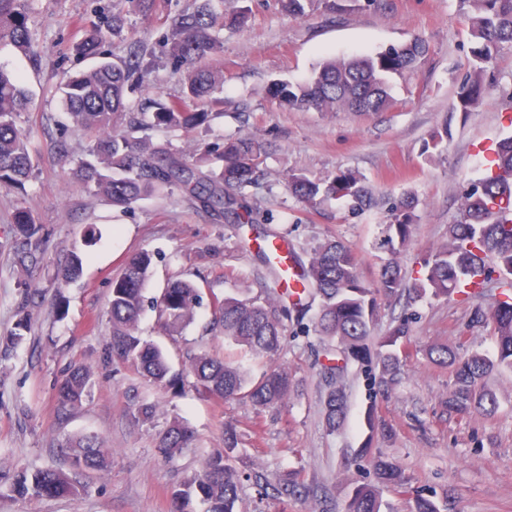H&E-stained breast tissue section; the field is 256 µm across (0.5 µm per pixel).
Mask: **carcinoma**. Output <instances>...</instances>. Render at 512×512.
Returning a JSON list of instances; mask_svg holds the SVG:
<instances>
[{"mask_svg":"<svg viewBox=\"0 0 512 512\" xmlns=\"http://www.w3.org/2000/svg\"><path fill=\"white\" fill-rule=\"evenodd\" d=\"M33 0H0V48L12 46L27 56L37 54L29 26ZM91 9L84 38L75 51L98 63L74 75H63L59 89L62 102L74 127L89 140L88 158L81 160L72 175L91 193L105 198L112 206L128 209L138 200L172 186L182 188L200 207L231 224H248L257 245V255L271 268V257L262 243L275 235L263 226L262 216L246 200L245 190L262 175L268 143L253 134L224 140L219 172L208 169L211 150L201 146L192 156L171 145H155L135 133L146 126L191 132L220 116L215 108L223 101L214 94L224 87V70L208 64L222 51L220 32L227 25L247 24L251 13L246 6L218 11L212 0H195V7L175 15L164 12L162 0H127L136 12L169 21L163 47L175 66L186 67L184 90L180 97L154 101L152 112L135 115L128 111L127 94L147 84L154 69L155 49L144 40L130 47L129 60L116 64L104 57L106 33H118L124 26L119 12L99 6ZM471 7L466 18L471 36L472 69L457 90L458 107L463 114L473 111L483 92L484 75L494 68L504 45H512V0H461ZM428 54V46L413 38L375 54L351 58H328L301 83L274 81L270 96L291 109L315 108L321 112H382L392 103L389 80L393 75L417 69ZM29 95L14 75L0 69V181L24 187L32 166L27 149L29 132L18 124L28 109ZM291 194L309 209L324 200L336 198L353 214L371 210L377 200L362 175L346 170L324 179H312L303 172L288 177ZM512 203V131L496 145L490 173L472 181L465 190L461 219L450 226L448 244L431 252L424 260L423 273L415 283L418 297L448 299L483 294L493 275L501 280L502 292L490 312L481 306L472 310L471 323L492 324L496 353L489 356L464 349L433 346L427 350L430 360L452 367V382L442 407L450 414L465 416L474 411L490 415L497 408L496 398L485 389L483 380L500 367L512 368V221L503 219L501 205ZM417 202L407 197L391 208L387 225V244L392 251L403 247L410 236ZM36 225L23 216L13 241L15 266L27 273L37 271L44 260L43 240ZM151 258L142 252L132 257L119 279L112 284L110 313L112 320V359L128 364L145 381L160 387H172L178 378L162 349L141 339L138 323L145 307V286L150 277ZM82 259L67 255L57 267V276L72 281L80 276ZM301 291L287 290L265 299H239L211 296L212 319L209 331L224 335V341L242 346L255 355L272 358L281 350L285 316L293 313L302 323L311 304L320 299L312 317L314 332L337 341L343 361L376 359L378 384L390 389L401 381L402 351L399 341L409 334L408 322L394 327L375 344H368L375 313V295L391 297L404 289L401 269L388 263L373 283L364 282L351 249L338 240L318 245L310 254L301 274ZM203 300L202 288L187 280H174L154 298L152 307L158 321L174 336L191 324ZM195 389L220 399H245L258 409H275L287 399L292 380L288 371L274 367L258 380L251 379L238 365L206 352L187 355ZM92 375L82 366L70 369L57 393L58 412L67 414L87 396ZM324 419L334 432L344 424L346 395L342 387L331 386L325 394ZM376 408L365 415L370 436L360 454L371 451L374 438L388 437L386 430L375 428ZM190 430L173 420L159 439V447L172 457L189 446ZM239 434L224 426V452L208 458L203 470L194 474L173 493V512H187L191 499L209 505L207 512H234L238 500V478L234 466ZM70 470H36L19 474L13 491L61 497L74 490L71 472L95 470L107 466L109 450L94 435L73 438L69 443ZM379 482L407 485L402 469L390 460L373 457ZM260 493L280 500L294 497L305 488L301 473L288 471L274 486L259 484ZM344 512H381L379 488L369 484L354 487Z\"/></svg>","mask_w":512,"mask_h":512,"instance_id":"carcinoma-1","label":"carcinoma"}]
</instances>
